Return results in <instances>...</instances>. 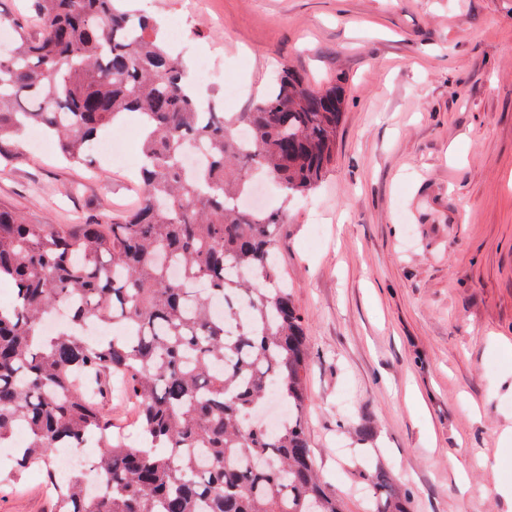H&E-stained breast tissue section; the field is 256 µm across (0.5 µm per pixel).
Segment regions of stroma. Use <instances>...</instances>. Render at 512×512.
<instances>
[{"instance_id":"35a3bbf8","label":"stroma","mask_w":512,"mask_h":512,"mask_svg":"<svg viewBox=\"0 0 512 512\" xmlns=\"http://www.w3.org/2000/svg\"><path fill=\"white\" fill-rule=\"evenodd\" d=\"M181 23L187 68L216 59L250 111L284 66L343 88L333 165L284 199L278 268L304 319L303 410L342 512L381 468L409 512H512V0H132ZM131 175L58 149L0 170L42 224L135 204ZM463 465L465 479L455 467ZM0 512H48L40 483Z\"/></svg>"}]
</instances>
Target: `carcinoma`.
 <instances>
[{
    "label": "carcinoma",
    "instance_id": "cac0c4a2",
    "mask_svg": "<svg viewBox=\"0 0 512 512\" xmlns=\"http://www.w3.org/2000/svg\"><path fill=\"white\" fill-rule=\"evenodd\" d=\"M125 2L32 0L34 33L0 6L14 36L0 54V166L25 160L28 127L80 163L124 115L142 117L134 211L60 227L0 204V283L14 295L0 305V447L28 433L5 478L37 471L52 512H340L302 418L308 353L274 259L281 216L237 199L256 169L288 194L321 181L342 87L317 90L288 67L253 111L228 117L200 104L158 21ZM191 145L209 158L196 175L182 168ZM60 305L68 322L41 333ZM89 322L112 334L87 337ZM114 376L138 412L135 442L102 410ZM273 392L288 422L269 430L254 416ZM59 448L97 449L90 468L104 491L61 479ZM367 481L369 512H405L386 471Z\"/></svg>",
    "mask_w": 512,
    "mask_h": 512
}]
</instances>
